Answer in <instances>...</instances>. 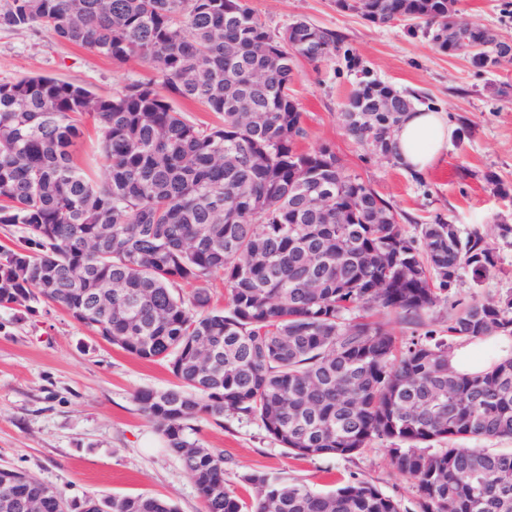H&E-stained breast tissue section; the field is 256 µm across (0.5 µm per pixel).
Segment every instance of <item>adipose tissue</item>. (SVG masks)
Wrapping results in <instances>:
<instances>
[{"mask_svg":"<svg viewBox=\"0 0 512 512\" xmlns=\"http://www.w3.org/2000/svg\"><path fill=\"white\" fill-rule=\"evenodd\" d=\"M455 131L446 113L414 108L407 112L395 134L396 163L413 172H424L444 157ZM489 343L495 346V355L487 354L485 346ZM511 349L512 336L508 335L465 340L452 350L450 364L457 372L477 373Z\"/></svg>","mask_w":512,"mask_h":512,"instance_id":"ef3b65f1","label":"adipose tissue"}]
</instances>
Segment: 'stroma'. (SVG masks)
I'll use <instances>...</instances> for the list:
<instances>
[{"label": "stroma", "mask_w": 512, "mask_h": 512, "mask_svg": "<svg viewBox=\"0 0 512 512\" xmlns=\"http://www.w3.org/2000/svg\"><path fill=\"white\" fill-rule=\"evenodd\" d=\"M268 29L297 19L336 31L345 52L314 66L297 63L294 85L306 137L303 148L326 145L344 169L369 184L397 212L405 233L423 224L476 227L497 254L495 268L474 287L471 271L420 319L390 318L400 338L426 331L446 335L453 305L474 296L512 294V244L498 234L512 225V61L480 71L468 60L435 49L409 21L375 25L337 9L334 0H245ZM462 19L512 42V0H459ZM39 74L109 95L155 80L146 62L115 63L88 49L60 44L52 31L0 29V81ZM376 79L419 96L422 106L466 123L470 135L452 142L437 165L422 173L365 151L344 131L340 112L358 83ZM507 190L500 197L489 184ZM166 363L136 358L90 335L63 309L0 308V467L17 468L61 488L71 499L149 494L178 512H204L183 462L172 454L134 400L142 388L174 384ZM199 441L224 456V479L245 502L255 494L242 477L280 475L326 493L348 481H366L395 500L400 512H420L415 482L390 463L383 444L346 458L299 459L254 418L228 416L197 424Z\"/></svg>", "instance_id": "obj_1"}]
</instances>
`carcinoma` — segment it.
Wrapping results in <instances>:
<instances>
[{
    "instance_id": "1",
    "label": "carcinoma",
    "mask_w": 512,
    "mask_h": 512,
    "mask_svg": "<svg viewBox=\"0 0 512 512\" xmlns=\"http://www.w3.org/2000/svg\"><path fill=\"white\" fill-rule=\"evenodd\" d=\"M457 0H369V15L416 21L432 38ZM50 29L115 62L149 63L160 82L102 96L44 75L0 82V225L21 229L0 246V307L44 300L102 340L165 361L177 384L135 393L140 411L192 476L205 512H399L354 481L319 495L249 473L246 505L224 480L223 456L200 445L192 422L243 415L298 458L349 457L386 441L392 466L415 481L420 512H512V451L465 448L512 439V356L476 375L455 372L457 341L512 336V297L474 299L448 318V335L399 340L356 311L419 316L461 271L475 283L496 266L481 232L423 224L421 240L328 146L308 151L293 94L294 61L322 65L342 37L299 21L330 55L305 56L242 0H3L0 28ZM473 53H443L478 70L496 66L497 34L473 25ZM280 66L269 69L272 56ZM266 73L262 83L251 80ZM223 116L188 121L175 99ZM265 120L242 126L240 109ZM401 112H376L349 135L367 149L393 142ZM94 120L106 179L77 162L82 121ZM311 177L327 198L314 213ZM220 277L228 305L202 284ZM194 285L189 295L180 286ZM65 494L0 468V512H59ZM68 512H177L156 496L87 497Z\"/></svg>"
}]
</instances>
